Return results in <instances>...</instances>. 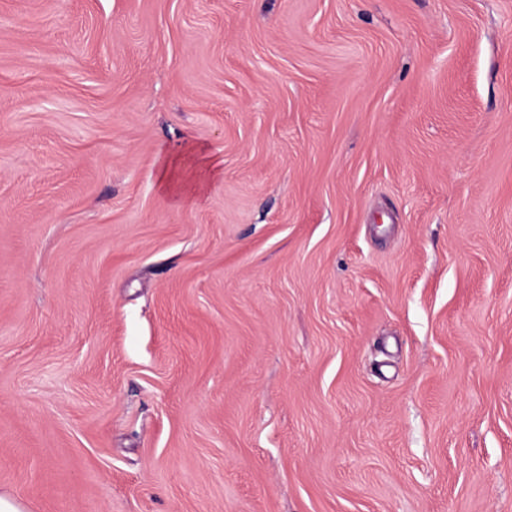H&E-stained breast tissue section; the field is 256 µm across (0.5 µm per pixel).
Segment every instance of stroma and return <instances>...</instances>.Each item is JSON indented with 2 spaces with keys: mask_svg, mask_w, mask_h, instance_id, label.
Listing matches in <instances>:
<instances>
[{
  "mask_svg": "<svg viewBox=\"0 0 512 512\" xmlns=\"http://www.w3.org/2000/svg\"><path fill=\"white\" fill-rule=\"evenodd\" d=\"M0 495L512 512V0H0ZM206 163V167L201 166L199 178L190 183L172 181L171 177L164 172L161 178L163 189L171 194L178 202L188 196L196 198L203 191L206 180L218 176L221 173V169L217 163L209 159L206 160Z\"/></svg>",
  "mask_w": 512,
  "mask_h": 512,
  "instance_id": "35a3bbf8",
  "label": "stroma"
}]
</instances>
